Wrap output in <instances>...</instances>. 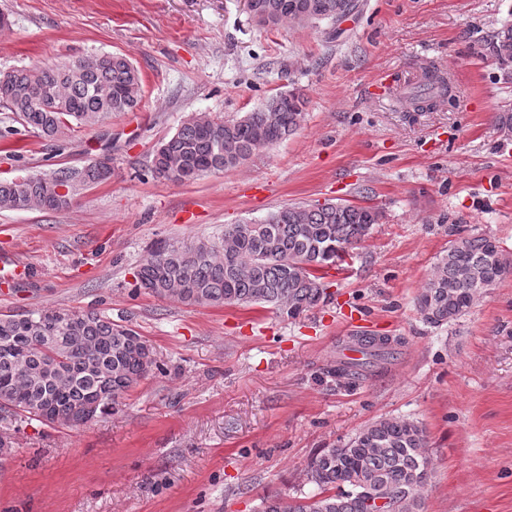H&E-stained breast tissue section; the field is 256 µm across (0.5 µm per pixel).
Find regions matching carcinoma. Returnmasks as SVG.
I'll list each match as a JSON object with an SVG mask.
<instances>
[{"instance_id":"obj_1","label":"carcinoma","mask_w":512,"mask_h":512,"mask_svg":"<svg viewBox=\"0 0 512 512\" xmlns=\"http://www.w3.org/2000/svg\"><path fill=\"white\" fill-rule=\"evenodd\" d=\"M256 5L251 19L269 28L287 22L334 24L358 9L357 0H256ZM487 50L503 73L512 72L511 22ZM79 61L0 74V102L23 127L51 140L139 105L142 78L127 57L103 53L84 65ZM447 95L445 77L427 68L417 88L399 99L415 112H428ZM306 103L305 95L292 89L231 120L191 112L154 151L151 170L184 184L240 167L294 134ZM110 174L103 160L0 182V208L63 209L72 195H57V186L99 183ZM381 218L372 207L338 202L283 206L191 246L158 243L139 267L137 287L188 305L270 304L294 318L323 298L316 272L344 261ZM511 273L512 261L503 252L490 254L488 237L463 239L439 259L416 297L417 310L428 324L449 323ZM360 344L372 359L390 355L385 338L363 336ZM154 365L152 349L132 326L97 309L48 307L0 316V411L22 422L87 423L114 409ZM425 447L420 425L377 420L344 447L324 448L312 460L307 476L319 496L273 495L263 501L262 512H366L364 496L382 486L398 499L399 512H419V491L429 477Z\"/></svg>"}]
</instances>
